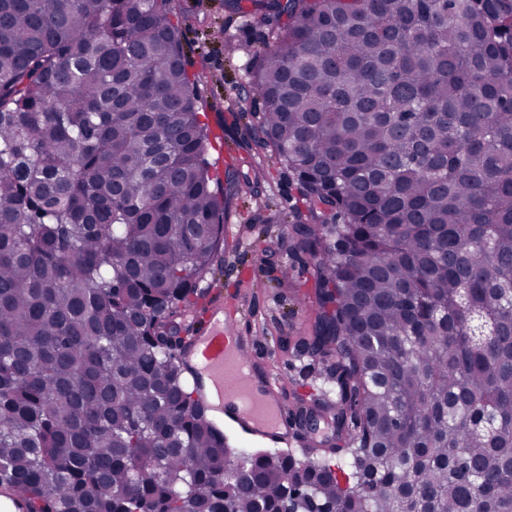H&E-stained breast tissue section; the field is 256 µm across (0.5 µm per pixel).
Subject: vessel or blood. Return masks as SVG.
Masks as SVG:
<instances>
[{
  "label": "vessel or blood",
  "mask_w": 512,
  "mask_h": 512,
  "mask_svg": "<svg viewBox=\"0 0 512 512\" xmlns=\"http://www.w3.org/2000/svg\"><path fill=\"white\" fill-rule=\"evenodd\" d=\"M195 391L206 410L225 413L251 433L271 441L288 436V412L276 383L254 379L257 347L245 337L225 331L224 307L206 313L203 335L192 337L183 351Z\"/></svg>",
  "instance_id": "vessel-or-blood-1"
}]
</instances>
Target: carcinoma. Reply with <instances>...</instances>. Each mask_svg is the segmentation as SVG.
Instances as JSON below:
<instances>
[{"label":"carcinoma","instance_id":"carcinoma-1","mask_svg":"<svg viewBox=\"0 0 512 512\" xmlns=\"http://www.w3.org/2000/svg\"><path fill=\"white\" fill-rule=\"evenodd\" d=\"M173 0H0V483L29 512H512V0H224L270 26L331 457L231 447L170 338L224 254Z\"/></svg>","mask_w":512,"mask_h":512}]
</instances>
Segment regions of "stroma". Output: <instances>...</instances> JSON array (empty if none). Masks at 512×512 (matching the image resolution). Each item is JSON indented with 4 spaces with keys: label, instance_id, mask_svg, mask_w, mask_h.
Segmentation results:
<instances>
[{
    "label": "stroma",
    "instance_id": "35a3bbf8",
    "mask_svg": "<svg viewBox=\"0 0 512 512\" xmlns=\"http://www.w3.org/2000/svg\"><path fill=\"white\" fill-rule=\"evenodd\" d=\"M173 5L188 69L198 76L199 102L214 137L208 150L214 171L244 161L267 174L261 190L245 187L231 199L223 266L205 275L195 304L223 303L224 318L234 330L266 350L258 370L279 379L288 405L306 393L335 400L333 365L302 345L316 312L312 263L295 253L289 227L281 220L301 207V188L271 148L256 144L254 116L232 115L241 103L244 64L265 29L225 10L224 0H174ZM285 267L293 274L284 282Z\"/></svg>",
    "mask_w": 512,
    "mask_h": 512
}]
</instances>
